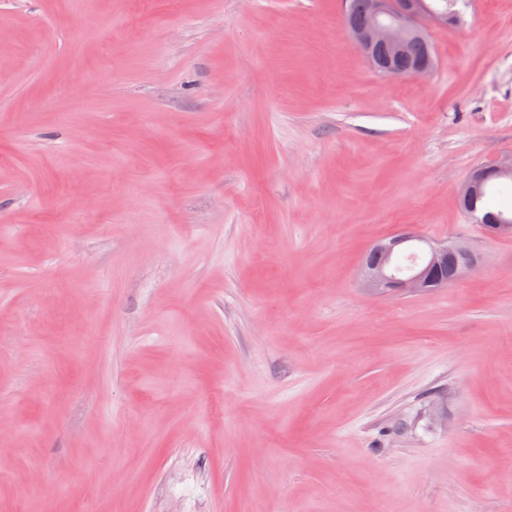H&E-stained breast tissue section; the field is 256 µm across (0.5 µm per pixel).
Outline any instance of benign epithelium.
Returning <instances> with one entry per match:
<instances>
[{"label":"benign epithelium","instance_id":"benign-epithelium-1","mask_svg":"<svg viewBox=\"0 0 512 512\" xmlns=\"http://www.w3.org/2000/svg\"><path fill=\"white\" fill-rule=\"evenodd\" d=\"M344 20L370 67L392 77L404 72L410 77L426 78L434 68L431 57L426 56L405 68L402 66L405 49L413 40H425L430 29L448 26V11L436 0L430 3L426 0H370L368 22L352 23L347 11ZM489 174L498 180L511 176L512 155L475 170L462 186L463 204L481 193ZM469 213L486 232L512 235V224L508 221L499 219L485 224L474 210ZM375 250L384 256V261L361 268L364 287L375 295L426 293L436 284L463 279L476 267L468 244L462 241L437 244L415 233L396 235L377 244Z\"/></svg>","mask_w":512,"mask_h":512}]
</instances>
